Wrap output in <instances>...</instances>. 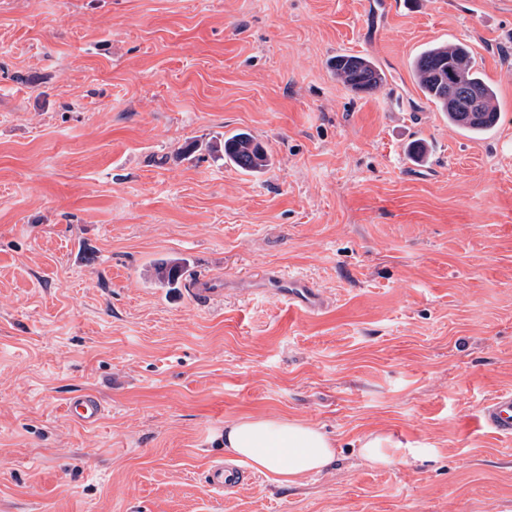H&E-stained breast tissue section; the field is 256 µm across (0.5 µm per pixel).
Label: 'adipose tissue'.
Wrapping results in <instances>:
<instances>
[{
    "label": "adipose tissue",
    "mask_w": 512,
    "mask_h": 512,
    "mask_svg": "<svg viewBox=\"0 0 512 512\" xmlns=\"http://www.w3.org/2000/svg\"><path fill=\"white\" fill-rule=\"evenodd\" d=\"M224 451L244 460L279 485H293L324 470L336 455L335 443L304 421L250 415L224 428Z\"/></svg>",
    "instance_id": "obj_1"
}]
</instances>
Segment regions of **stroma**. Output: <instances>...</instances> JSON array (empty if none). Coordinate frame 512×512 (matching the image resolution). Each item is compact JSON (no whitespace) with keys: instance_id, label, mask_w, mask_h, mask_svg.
I'll return each mask as SVG.
<instances>
[{"instance_id":"35a3bbf8","label":"stroma","mask_w":512,"mask_h":512,"mask_svg":"<svg viewBox=\"0 0 512 512\" xmlns=\"http://www.w3.org/2000/svg\"><path fill=\"white\" fill-rule=\"evenodd\" d=\"M371 2L0 0V512H512V439L478 420L512 391V0ZM456 42L498 94L483 138L410 67ZM339 54L386 84L355 95ZM236 131L271 170L209 151ZM172 258L223 296L156 286ZM281 273L325 308L290 309ZM85 392L98 426L65 411ZM247 415L336 458L217 496ZM336 76L354 93H374L386 82L382 68L368 56L339 55L331 63ZM394 446L389 435L371 432L361 439V452L365 458L379 465H389L394 462ZM255 477L239 467L224 466V460L214 462L205 474L207 487L215 494L224 495V491L237 487L245 478Z\"/></svg>"}]
</instances>
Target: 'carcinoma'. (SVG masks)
Returning a JSON list of instances; mask_svg holds the SVG:
<instances>
[{"mask_svg":"<svg viewBox=\"0 0 512 512\" xmlns=\"http://www.w3.org/2000/svg\"><path fill=\"white\" fill-rule=\"evenodd\" d=\"M336 76L354 93H374L386 82L382 68L368 56L339 55L331 63ZM419 89L443 112L448 124L473 137L498 121L497 93L476 68L470 49L462 44H431L412 61ZM224 159L243 172L260 175L272 166L266 146L249 132H235L219 143ZM187 264L177 259L155 267V283L175 288Z\"/></svg>","mask_w":512,"mask_h":512,"instance_id":"carcinoma-1","label":"carcinoma"}]
</instances>
